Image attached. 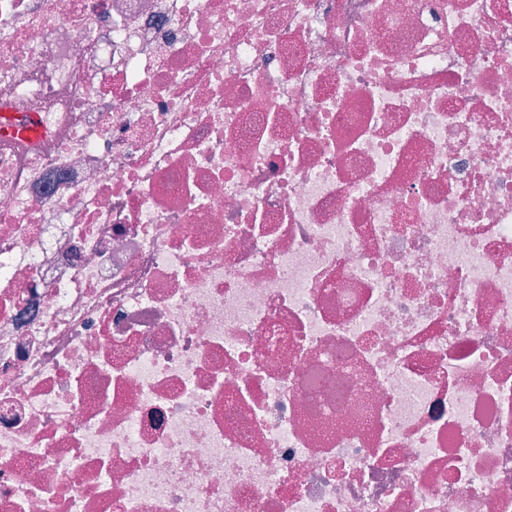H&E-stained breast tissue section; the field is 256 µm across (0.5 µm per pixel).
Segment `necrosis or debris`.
<instances>
[{"mask_svg": "<svg viewBox=\"0 0 512 512\" xmlns=\"http://www.w3.org/2000/svg\"><path fill=\"white\" fill-rule=\"evenodd\" d=\"M0 512H512V0H0ZM0 129L22 136H42L48 132L44 121L37 114L17 116L13 112L0 113Z\"/></svg>", "mask_w": 512, "mask_h": 512, "instance_id": "obj_1", "label": "necrosis or debris"}]
</instances>
